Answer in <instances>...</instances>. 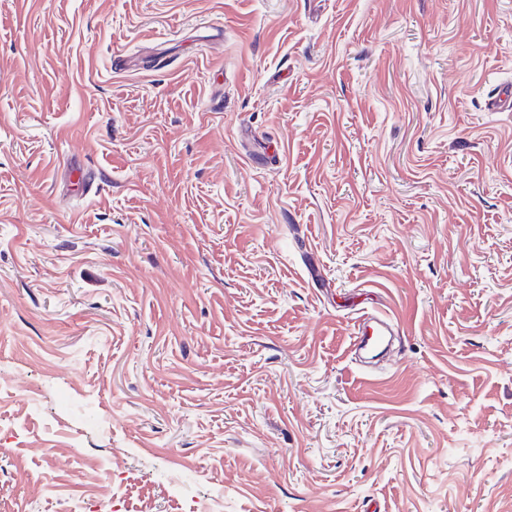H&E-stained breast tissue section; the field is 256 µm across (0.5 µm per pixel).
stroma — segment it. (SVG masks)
Wrapping results in <instances>:
<instances>
[{
  "label": "stroma",
  "instance_id": "1",
  "mask_svg": "<svg viewBox=\"0 0 512 512\" xmlns=\"http://www.w3.org/2000/svg\"><path fill=\"white\" fill-rule=\"evenodd\" d=\"M503 82L512 0H0V512H512ZM352 335L354 344L361 347H378L385 341V336H392L387 321L381 315L363 314L353 318Z\"/></svg>",
  "mask_w": 512,
  "mask_h": 512
}]
</instances>
